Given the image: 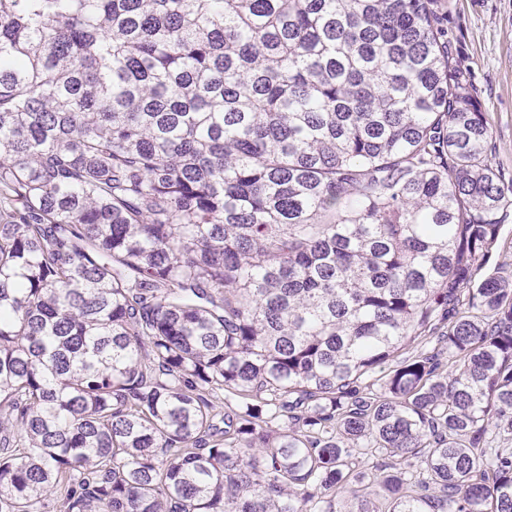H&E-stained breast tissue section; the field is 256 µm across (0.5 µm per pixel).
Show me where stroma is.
<instances>
[{
	"label": "stroma",
	"mask_w": 512,
	"mask_h": 512,
	"mask_svg": "<svg viewBox=\"0 0 512 512\" xmlns=\"http://www.w3.org/2000/svg\"><path fill=\"white\" fill-rule=\"evenodd\" d=\"M453 54L492 127L491 159L512 177V0H445Z\"/></svg>",
	"instance_id": "1"
}]
</instances>
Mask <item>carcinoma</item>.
I'll return each instance as SVG.
<instances>
[{
    "label": "carcinoma",
    "mask_w": 512,
    "mask_h": 512,
    "mask_svg": "<svg viewBox=\"0 0 512 512\" xmlns=\"http://www.w3.org/2000/svg\"><path fill=\"white\" fill-rule=\"evenodd\" d=\"M447 23L0 0V512H512V178ZM502 265V275H512V224H504L493 261L481 271V276L494 273L497 265Z\"/></svg>",
    "instance_id": "carcinoma-1"
}]
</instances>
